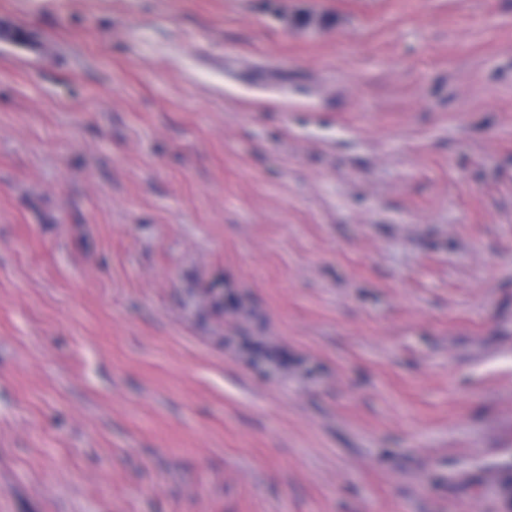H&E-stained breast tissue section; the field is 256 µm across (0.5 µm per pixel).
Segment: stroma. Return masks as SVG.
<instances>
[{"mask_svg": "<svg viewBox=\"0 0 512 512\" xmlns=\"http://www.w3.org/2000/svg\"><path fill=\"white\" fill-rule=\"evenodd\" d=\"M512 0H0V512H512Z\"/></svg>", "mask_w": 512, "mask_h": 512, "instance_id": "35a3bbf8", "label": "stroma"}]
</instances>
